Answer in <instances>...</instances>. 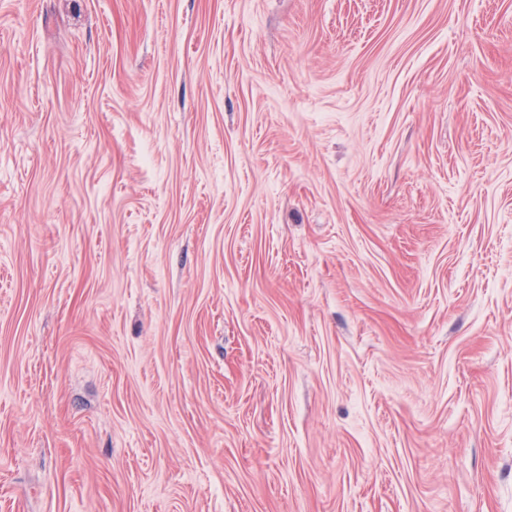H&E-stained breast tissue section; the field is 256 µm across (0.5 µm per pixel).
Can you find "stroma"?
<instances>
[{
  "label": "stroma",
  "mask_w": 512,
  "mask_h": 512,
  "mask_svg": "<svg viewBox=\"0 0 512 512\" xmlns=\"http://www.w3.org/2000/svg\"><path fill=\"white\" fill-rule=\"evenodd\" d=\"M0 512H512V0H0Z\"/></svg>",
  "instance_id": "35a3bbf8"
}]
</instances>
